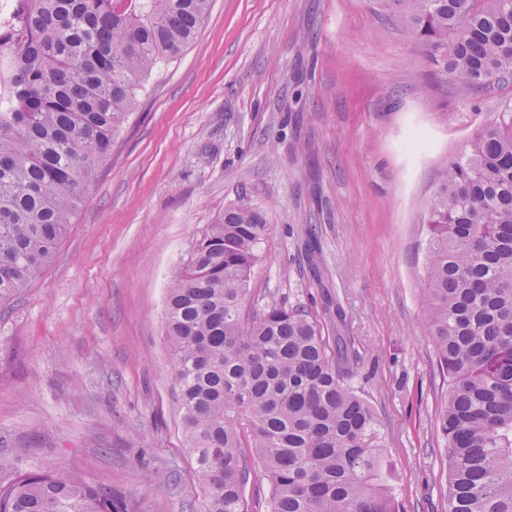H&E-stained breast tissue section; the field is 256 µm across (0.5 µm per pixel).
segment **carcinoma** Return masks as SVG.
<instances>
[{
	"label": "carcinoma",
	"instance_id": "cac0c4a2",
	"mask_svg": "<svg viewBox=\"0 0 512 512\" xmlns=\"http://www.w3.org/2000/svg\"><path fill=\"white\" fill-rule=\"evenodd\" d=\"M0 33V304L53 259L70 216L136 105L141 82L195 39L211 0H20ZM441 73L512 77V0H393ZM423 304L448 375L440 413L448 512H512V101L445 167L428 213ZM268 231L224 210L167 287L165 335L204 512H248L249 463L270 512H396L369 404L299 308H244ZM252 449L247 460L243 449ZM0 512H125L74 472L14 474Z\"/></svg>",
	"mask_w": 512,
	"mask_h": 512
}]
</instances>
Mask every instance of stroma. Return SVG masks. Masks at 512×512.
<instances>
[{
	"mask_svg": "<svg viewBox=\"0 0 512 512\" xmlns=\"http://www.w3.org/2000/svg\"><path fill=\"white\" fill-rule=\"evenodd\" d=\"M511 99L439 73L390 0H212L144 80L53 261L0 305V482L74 471L126 512H202L166 288L248 204L268 233L247 310L300 306L355 350L400 512H448L427 218L445 163Z\"/></svg>",
	"mask_w": 512,
	"mask_h": 512,
	"instance_id": "35a3bbf8",
	"label": "stroma"
}]
</instances>
